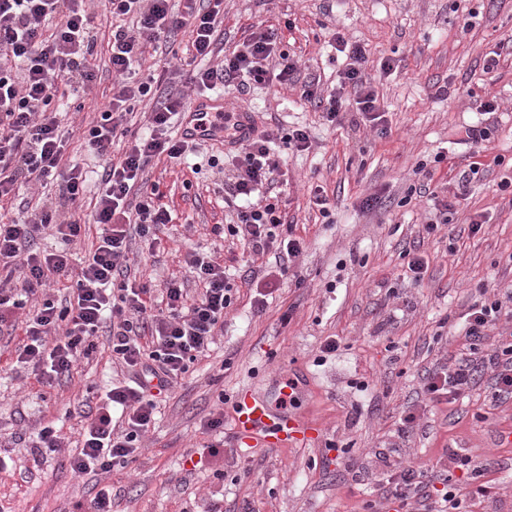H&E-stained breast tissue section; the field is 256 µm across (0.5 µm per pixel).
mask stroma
<instances>
[{"label": "stroma", "mask_w": 512, "mask_h": 512, "mask_svg": "<svg viewBox=\"0 0 512 512\" xmlns=\"http://www.w3.org/2000/svg\"><path fill=\"white\" fill-rule=\"evenodd\" d=\"M253 24L274 27L297 60L301 81L274 80L227 94L224 103L254 112L259 128L272 133L288 125L310 130V149L281 152L288 179L281 209L304 250L283 272L273 254L254 255L241 241L212 233L213 225L236 217L224 203L225 173L209 159L227 162L234 148L205 140L188 162L147 167L173 221L155 243L133 246L132 271L154 288L176 277L191 289L187 254L211 255L223 264L233 299L209 356L163 398L135 458L107 476L112 512H207L212 505L219 512H364V502H378L379 487L354 475L377 472L376 452L418 465L436 463L446 448L488 468L491 489L469 500L471 512H512V398H493L484 380L453 404L422 394L426 367L467 352L460 314L480 291L512 289V194L499 188L512 179V0H224L213 62L231 53ZM338 34L367 51L366 73L385 109L380 121L350 105L334 125L302 97V81L314 77L324 94L338 92L347 64L336 50ZM493 55L499 66L484 73ZM385 57L394 60L388 72L379 66ZM93 64L98 80L89 96L61 101L57 109L65 158L87 177L77 212L84 220L106 159L80 134L108 105L114 85L107 54L98 53ZM488 100L496 105L495 137L477 154L456 133L476 121L479 102ZM439 153L448 157L434 176L442 190L419 193L417 165ZM497 155L505 165L458 193L471 157L491 164ZM317 184L327 194L323 212L311 201ZM441 200L453 204L449 221L425 233ZM411 250L426 263L423 279L407 268ZM261 293L267 304L259 312L253 302ZM22 337L18 328L10 341L0 340V504L13 512H75L96 493L95 477L70 468L71 448L90 413L84 392L105 390L118 368L102 350L49 386L16 365L14 345ZM329 338L340 347L317 364ZM290 375L302 381L297 410L316 428L315 438L248 447L232 431L204 429L220 406L218 394L263 393ZM409 410L418 426L403 435L400 422ZM46 423L60 429L65 446L39 457L33 436ZM329 440L345 455L327 466ZM217 442L224 452L194 468L192 457ZM220 468L221 481L213 476Z\"/></svg>", "instance_id": "1"}]
</instances>
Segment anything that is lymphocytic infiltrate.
<instances>
[{
    "instance_id": "1",
    "label": "lymphocytic infiltrate",
    "mask_w": 512,
    "mask_h": 512,
    "mask_svg": "<svg viewBox=\"0 0 512 512\" xmlns=\"http://www.w3.org/2000/svg\"><path fill=\"white\" fill-rule=\"evenodd\" d=\"M85 2L0 0V208L12 201L21 185L48 177L58 179L64 207L81 206L82 171L64 161L51 105L56 98L86 92L97 79L91 62L97 34ZM182 2L178 11L173 0H103L113 17L135 13L139 20L133 28H112L109 63L120 90L83 132L97 152H107L117 137L124 103L153 100L158 77H139L135 65L148 48L177 30L188 29L192 57L202 62L193 77L199 91L221 87L243 93L273 77L284 84L292 79L294 60L279 49L274 29L260 25L250 27L220 63L209 64L223 0ZM338 50L348 58L340 86L352 89L357 112L370 121L380 120L378 95L365 78V49L343 41ZM186 109L181 94L154 102L150 134L135 138L105 169L91 214L98 227L97 245L66 305L38 300L37 294L50 277L69 275L67 254L44 255L35 244L46 230L67 241L81 236V220L59 222L55 210L45 208L0 224V324L13 320L18 310L26 312L24 336L15 349L17 365L54 380L70 377L79 359L93 357L96 339L104 332L113 360L125 372L122 381L99 395L70 459L72 471L80 475L126 467L154 421L159 393L181 380L210 350L232 303L224 267L209 257H186L202 286L195 297L176 280L156 293L144 285L133 286L128 277L125 259L132 235L156 238L162 226L173 221L157 184L143 182L141 175L151 161L178 162L192 152V143L171 131L173 117ZM270 141L269 133L260 132L246 142L225 188L224 201L235 206L237 221L214 226L213 232L245 241L256 254L277 248L294 258L302 243L280 238L281 198L273 193L279 163ZM503 315H512V291L481 296L469 307L463 319L470 354L426 372L428 400L452 404L468 395L477 382L473 355L486 341L487 327ZM442 456L443 464L428 470L382 458L385 503L395 512H460L462 492L454 471L471 460L451 448Z\"/></svg>"
}]
</instances>
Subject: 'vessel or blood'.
<instances>
[{
	"instance_id": "vessel-or-blood-1",
	"label": "vessel or blood",
	"mask_w": 512,
	"mask_h": 512,
	"mask_svg": "<svg viewBox=\"0 0 512 512\" xmlns=\"http://www.w3.org/2000/svg\"><path fill=\"white\" fill-rule=\"evenodd\" d=\"M224 95L214 92L193 98L184 114L181 135L188 141L221 140L239 142L249 137L255 127L253 113L238 110L230 127H223ZM300 387L295 378H288L270 397L249 390L237 392L232 399L234 434L247 442L258 440L267 446L289 441H308L314 430L289 406L298 397Z\"/></svg>"
}]
</instances>
